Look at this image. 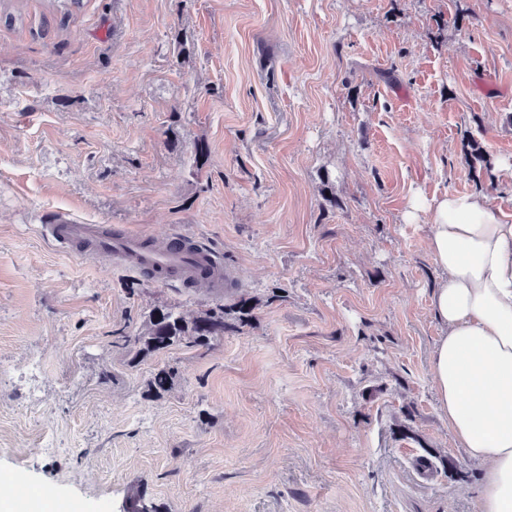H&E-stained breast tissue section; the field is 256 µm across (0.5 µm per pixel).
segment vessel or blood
<instances>
[{"label": "vessel or blood", "instance_id": "vessel-or-blood-1", "mask_svg": "<svg viewBox=\"0 0 512 512\" xmlns=\"http://www.w3.org/2000/svg\"><path fill=\"white\" fill-rule=\"evenodd\" d=\"M41 231L61 249L117 260L123 267L146 274L160 284H184L203 278L210 287L220 289L231 280L224 271L221 250L178 228L152 241L124 230L105 231L59 216L42 225Z\"/></svg>", "mask_w": 512, "mask_h": 512}]
</instances>
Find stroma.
Wrapping results in <instances>:
<instances>
[{
    "instance_id": "obj_1",
    "label": "stroma",
    "mask_w": 512,
    "mask_h": 512,
    "mask_svg": "<svg viewBox=\"0 0 512 512\" xmlns=\"http://www.w3.org/2000/svg\"><path fill=\"white\" fill-rule=\"evenodd\" d=\"M465 192L512 218V0H0V480L54 512H474L423 209ZM59 214L182 229L239 280L68 254ZM242 298L214 345L111 344Z\"/></svg>"
}]
</instances>
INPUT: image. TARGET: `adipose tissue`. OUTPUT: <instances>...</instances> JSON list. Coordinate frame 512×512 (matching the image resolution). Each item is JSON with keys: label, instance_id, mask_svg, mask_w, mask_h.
<instances>
[{"label": "adipose tissue", "instance_id": "adipose-tissue-1", "mask_svg": "<svg viewBox=\"0 0 512 512\" xmlns=\"http://www.w3.org/2000/svg\"><path fill=\"white\" fill-rule=\"evenodd\" d=\"M427 210L440 271L430 295L443 328L430 364L438 408L483 466L478 512H512V223L478 194Z\"/></svg>", "mask_w": 512, "mask_h": 512}]
</instances>
